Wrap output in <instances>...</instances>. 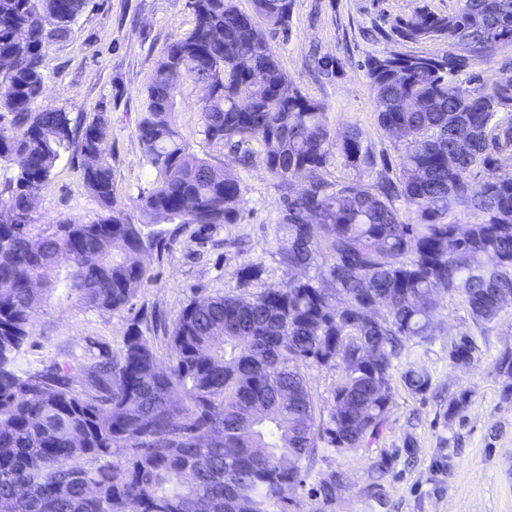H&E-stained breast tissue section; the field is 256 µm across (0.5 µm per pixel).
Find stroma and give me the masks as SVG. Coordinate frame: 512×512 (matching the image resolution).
Returning <instances> with one entry per match:
<instances>
[{"label": "stroma", "mask_w": 512, "mask_h": 512, "mask_svg": "<svg viewBox=\"0 0 512 512\" xmlns=\"http://www.w3.org/2000/svg\"><path fill=\"white\" fill-rule=\"evenodd\" d=\"M457 5L458 0H293L289 31L275 35L272 44L295 86L324 105L332 138L358 127L365 144L393 168L403 141L378 124L365 62L390 50L445 54L447 40L408 43L384 33L420 8L447 15ZM194 23L187 0H91L69 39L45 50L44 90L33 111L62 108L88 122L100 115L107 119L102 148L112 162L115 200L126 208H133L138 193L156 179L137 132L145 87L166 45ZM316 56L337 60L333 75H314ZM177 85L176 122L190 151L233 169L239 178L237 221L206 227L155 224L167 246L144 255L149 279L137 288L132 309H89L58 292L40 298L20 359L23 368L42 370L66 361L87 365L111 356L136 319L153 312L171 321L194 298L257 293L316 276V269H294L281 261L288 245L280 225L283 191L266 168L260 144L251 146L252 164L239 167L229 148L201 133L200 85L187 75ZM103 213L84 184L79 160L68 157L59 161L32 207L38 224H89ZM249 263L259 264L262 272L244 286L239 271ZM436 302V336L425 344L408 342L400 359L401 369L428 375V392L416 394L394 381L379 439L329 455L320 464L344 476L336 500L326 505L303 494L288 512H512V395H505L495 372L499 357L512 349V305L479 326L463 297L441 290ZM465 335L476 342L475 358L463 367L452 365L448 346ZM461 397L464 409L449 414V402Z\"/></svg>", "instance_id": "35a3bbf8"}]
</instances>
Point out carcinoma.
I'll list each match as a JSON object with an SVG mask.
<instances>
[{"mask_svg":"<svg viewBox=\"0 0 512 512\" xmlns=\"http://www.w3.org/2000/svg\"><path fill=\"white\" fill-rule=\"evenodd\" d=\"M88 0H0V163L17 173L0 196V512H274L300 494L336 499L316 470L327 454L382 431L405 343L435 336V294L464 297L475 324L512 301V76L487 89L448 76L512 45V0H459L450 15L421 8L398 21L401 41L448 40L439 56L382 52L365 62L380 127L405 138L390 176L354 127L331 140L324 106L292 87L269 34L289 29L292 0H190L193 29L172 41L145 89L138 137L157 172L133 223L113 193L100 143L107 122L64 109L31 111L44 87V50L67 40ZM179 70L202 85L205 139L251 162L265 151L284 191L289 267L318 277L247 295L190 301L170 326L134 325L112 359L17 366L39 294L64 290L87 308L122 310L148 279L140 256L171 224H233L241 186L189 151L175 122ZM106 214L93 224H35L31 201L65 156ZM344 169L323 177L331 159ZM484 172L480 184L474 171ZM309 181L292 193L291 180ZM474 221L461 229L459 215ZM168 336L160 365L150 337ZM471 337L451 364L474 360ZM342 362L326 410L304 370ZM424 394L427 375L400 374ZM326 447H318V442Z\"/></svg>","mask_w":512,"mask_h":512,"instance_id":"carcinoma-1","label":"carcinoma"}]
</instances>
